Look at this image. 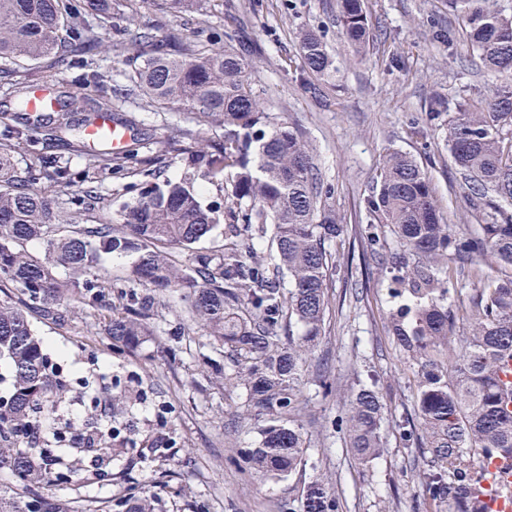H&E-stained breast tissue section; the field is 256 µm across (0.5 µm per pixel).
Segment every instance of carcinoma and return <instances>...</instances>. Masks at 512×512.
Listing matches in <instances>:
<instances>
[{
    "instance_id": "carcinoma-1",
    "label": "carcinoma",
    "mask_w": 512,
    "mask_h": 512,
    "mask_svg": "<svg viewBox=\"0 0 512 512\" xmlns=\"http://www.w3.org/2000/svg\"><path fill=\"white\" fill-rule=\"evenodd\" d=\"M137 0H0V65L26 63L51 72L63 63L85 70L84 80L96 83L93 55L100 47L96 29L116 16L133 21ZM464 13L469 43L485 67L503 78L481 104L457 103L449 120L448 147L460 186L470 208L485 220L481 234L462 238L442 223L427 173L414 158L384 155L365 199L374 223L366 239L382 256L387 234L405 252L418 258L403 262L389 278V295L399 301L391 332L417 372L416 415L398 424L401 438L429 456L423 473L426 497L448 503L449 512H486L481 461L512 459V19L500 16L487 0H448ZM338 21L359 54L373 42L365 0H338ZM127 46L132 51L130 81L161 106L177 103L198 121L224 128L222 137L204 141L179 129L147 156L130 148L112 154L104 148L87 154L78 177L68 161L49 157L47 177L58 186L80 178L86 187L61 202L35 188L39 174L18 169L16 156L30 152L35 141L24 116L29 86L12 90L14 105L0 112V289L15 288L22 307L0 304V359L6 360L11 383L0 399V467L18 478L17 488L0 494V512H155L156 500L129 496L101 506L76 510L75 502L41 488L79 471L85 453L64 468L54 448H18L13 438L33 431L36 416L47 413L64 397L70 381L61 377L35 337L28 312L51 319L70 292L94 306L105 301V288L118 289L105 332L130 352L155 335L154 302L146 290L177 288L189 302L191 319L217 338L235 356L238 370L228 384L244 386L247 407L266 412L268 424L254 448L242 455L259 477L280 479L293 474L308 450L297 417L302 411L299 388L303 357L321 336L328 305L329 246L344 232L329 199L313 147L299 128L280 123L255 94L243 55L215 48L173 33L157 40L138 32ZM304 67L315 78L330 75L332 61L320 35L300 34ZM58 108L48 125L61 131L84 130L102 113L114 112L112 97L103 95L92 107L69 90L57 92ZM178 160L181 175L160 179L168 158ZM139 160L140 179L126 184L132 197L116 210L117 223H101L79 233L66 229L72 209L89 213L100 208L97 175L130 174ZM231 186V198L204 202L199 183ZM224 225V254L195 255L189 266L173 259V250L191 251L218 225ZM272 232L278 269L288 273V293L278 278L253 256L252 240ZM40 241L44 255L33 257L27 243ZM461 260L490 257L501 274L489 278L471 265L473 288L455 314L447 302L451 278H441L448 253ZM134 254L129 273L111 283L88 278L103 254ZM59 266L69 271L62 280ZM143 290L136 289V286ZM250 306V315L242 312ZM303 330L300 342L283 344V318ZM468 330L465 348L457 350L451 334ZM347 447L362 464L384 451V405L376 383L362 384L352 396L345 417ZM92 476L112 478L104 452L93 448ZM304 512H342L337 495L320 479L306 490Z\"/></svg>"
}]
</instances>
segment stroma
Masks as SVG:
<instances>
[{"instance_id":"35a3bbf8","label":"stroma","mask_w":512,"mask_h":512,"mask_svg":"<svg viewBox=\"0 0 512 512\" xmlns=\"http://www.w3.org/2000/svg\"><path fill=\"white\" fill-rule=\"evenodd\" d=\"M374 42L355 55L336 23L337 0H206L204 11L166 12L163 0H141L132 32L157 37L180 30L205 39L210 30L238 32L250 80L269 112L297 126L313 145L317 164L334 190L331 202L345 226L332 246L333 268L322 334L304 360L299 416L310 443L301 467L273 480L251 473L241 451L254 447L265 415L244 407L246 391L224 382L234 358L188 316L177 291L156 294L155 336L138 351L113 345L104 326L108 310L73 298L59 319L31 313L44 349L75 382L59 412L39 426L51 438L74 415L77 427L111 420L112 396L128 394L121 421L127 451L112 460L113 480L70 476L57 495L105 502L136 493L158 498V512H302L303 488L324 479L342 499L343 512H448L426 501L419 476L428 468L420 448L403 441L396 422L414 417L417 364L408 360L390 332L397 303L388 292V273L364 253L363 237L373 218L365 208L387 151L412 155L427 173L440 213L460 237L479 233L481 217L471 210L455 178L448 150V113L428 119L432 97L449 102L487 99L498 83L463 32L464 18L448 0H365ZM455 32L453 44L434 39L438 28ZM323 38L337 73L331 84L306 86L299 33ZM127 51L99 57L100 85H76L75 72L59 66L43 74L26 65L0 73V106L9 107L16 81L76 87L86 100L102 86L118 88L116 115L134 123L142 142L167 138L180 128L203 139L222 135L219 127L197 124L179 105L157 107L127 91ZM36 151L17 155L19 168L42 170L46 156H65L74 169L85 165L81 143L34 132ZM378 379L386 412V451L370 465L356 461L345 435L334 426L349 409L358 382Z\"/></svg>"}]
</instances>
